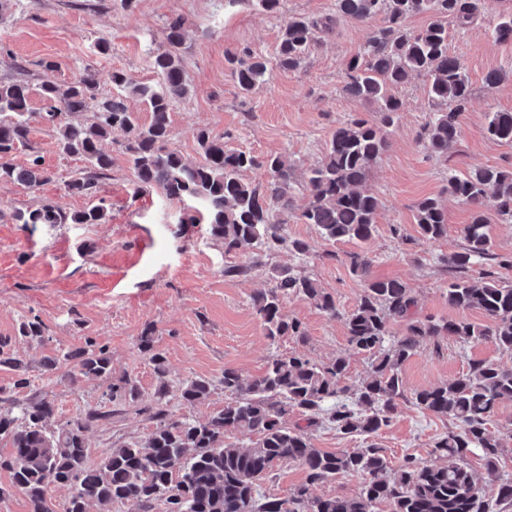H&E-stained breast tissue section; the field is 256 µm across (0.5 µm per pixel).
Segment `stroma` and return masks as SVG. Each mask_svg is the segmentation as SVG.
<instances>
[{
  "mask_svg": "<svg viewBox=\"0 0 512 512\" xmlns=\"http://www.w3.org/2000/svg\"><path fill=\"white\" fill-rule=\"evenodd\" d=\"M510 12L512 0H485L481 15L468 27L450 31L448 49L462 60L471 88L469 104L459 116L457 152L442 161L419 144L431 108L427 79L416 76L395 90L403 110L389 130L386 152L363 183L379 200L378 232L369 246L371 271L405 281L423 316L484 320L477 310L448 304V276L440 259L459 249L470 211L444 190L452 169L512 168V144L491 140L484 132L487 112H512V40L499 42L492 34L498 16ZM297 15L332 16L336 23L332 31L319 34L300 67L283 69L277 64L280 27ZM174 16L185 21L182 66L190 92L172 107L171 143L187 163L201 160L197 133L206 129L223 137L226 149L260 158L284 155L301 174L318 164L333 131L351 116L379 119L376 105L348 96L343 85L347 60L382 20L361 23L339 15L336 0H281L275 17L246 0L231 9L224 0H135L130 10L120 0H11L10 10L0 17V80L28 84L30 143L55 179L34 190L0 180V210L6 214L0 219V336L12 338L13 349L28 361L27 398L46 394L54 399L57 413L51 425L56 429L104 404L107 390L106 381L76 376L73 363L63 359L65 352L106 347L114 376L135 380L137 400L108 404L111 418L87 431L93 462L110 448L144 442L156 426L151 409L158 381L137 346L146 326H154L155 346L166 357L170 393L165 410L172 419H208L229 399L221 382L225 369L249 380L261 375L277 355L296 352L316 362L348 357L354 381L369 370L364 356L350 353L342 320L294 298L284 302L283 312L302 322L306 340L273 341L251 305L254 294L272 287L270 267L289 264L304 268L340 309L351 310L363 290L344 261L355 251L354 243L327 242L314 225L301 223L292 213L288 231L307 242V255L275 250L251 275L225 277V266L246 261V253L225 255L211 241L206 225L182 223L186 204L167 199L156 188L138 189L119 149L124 140L119 130L102 144L112 156V169L97 198L67 189V181L83 164L61 153L55 132L40 119L48 108L40 92L42 81L49 78L64 88L89 68L96 72L103 96L113 92L108 76L115 70L157 84L153 58L165 50L163 28ZM102 39L110 45L108 52L96 48ZM245 46L271 70L248 95L239 92L225 63L226 53ZM494 70L507 71V79L487 84L486 76ZM429 196L442 198L448 234L436 242H417L415 208ZM98 199L108 213L101 224L25 225L8 217L42 203L72 214ZM31 319L44 327L42 343L31 345L17 337L20 323ZM49 360L57 363L50 373L44 370ZM475 360L512 367V354L491 342L462 343L450 337L438 345H421L402 369L404 389L410 393L453 379ZM193 379L210 381L211 392L189 407L180 398V387ZM449 426L448 419L404 402L376 443L392 463L407 455L427 460Z\"/></svg>",
  "mask_w": 512,
  "mask_h": 512,
  "instance_id": "obj_1",
  "label": "stroma"
}]
</instances>
